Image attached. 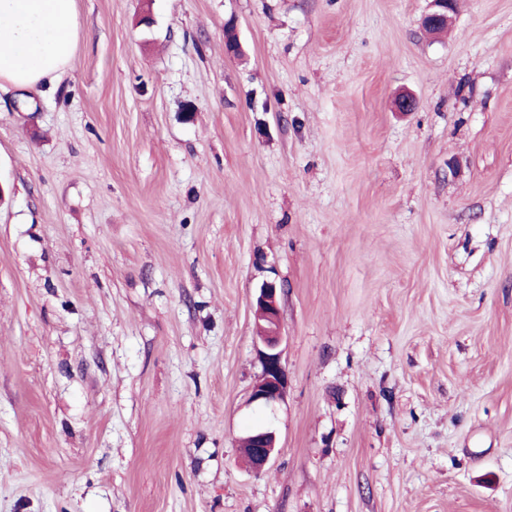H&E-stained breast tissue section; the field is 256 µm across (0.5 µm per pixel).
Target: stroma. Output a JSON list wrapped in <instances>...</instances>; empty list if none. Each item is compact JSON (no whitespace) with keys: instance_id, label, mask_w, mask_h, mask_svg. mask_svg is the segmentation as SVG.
<instances>
[{"instance_id":"obj_1","label":"stroma","mask_w":512,"mask_h":512,"mask_svg":"<svg viewBox=\"0 0 512 512\" xmlns=\"http://www.w3.org/2000/svg\"><path fill=\"white\" fill-rule=\"evenodd\" d=\"M429 5L76 0L0 89V512H512V0ZM432 8L423 20L424 27L430 32H439L440 28L448 27L450 13L454 12V0H432ZM280 291L276 282H266L256 298L257 355L261 372L251 389L249 401L271 411L285 399L289 384L283 363V336L278 307ZM248 443L243 445V452L247 460H250L251 450L252 457L250 465L253 470L260 472L269 466L275 459V455L279 448V438L276 429L271 424L262 425L253 430L248 437Z\"/></svg>"}]
</instances>
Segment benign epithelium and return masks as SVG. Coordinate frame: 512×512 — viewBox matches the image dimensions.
Returning <instances> with one entry per match:
<instances>
[{"label": "benign epithelium", "mask_w": 512, "mask_h": 512, "mask_svg": "<svg viewBox=\"0 0 512 512\" xmlns=\"http://www.w3.org/2000/svg\"><path fill=\"white\" fill-rule=\"evenodd\" d=\"M454 12V0H432V8L423 20L424 27L437 32L448 27L450 13ZM281 288L274 282H266L256 298L257 355L261 372L253 385L249 401L261 408L274 409L288 392V373L283 363V336L281 332L278 298ZM252 446L250 465L260 472L275 459L279 448L276 429L265 424L253 430L248 437Z\"/></svg>", "instance_id": "1"}]
</instances>
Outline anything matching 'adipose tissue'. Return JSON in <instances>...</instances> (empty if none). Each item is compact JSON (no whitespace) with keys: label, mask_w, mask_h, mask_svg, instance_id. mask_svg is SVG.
Returning a JSON list of instances; mask_svg holds the SVG:
<instances>
[{"label":"adipose tissue","mask_w":512,"mask_h":512,"mask_svg":"<svg viewBox=\"0 0 512 512\" xmlns=\"http://www.w3.org/2000/svg\"><path fill=\"white\" fill-rule=\"evenodd\" d=\"M77 32L75 0H0V85L32 90L57 83Z\"/></svg>","instance_id":"1"}]
</instances>
